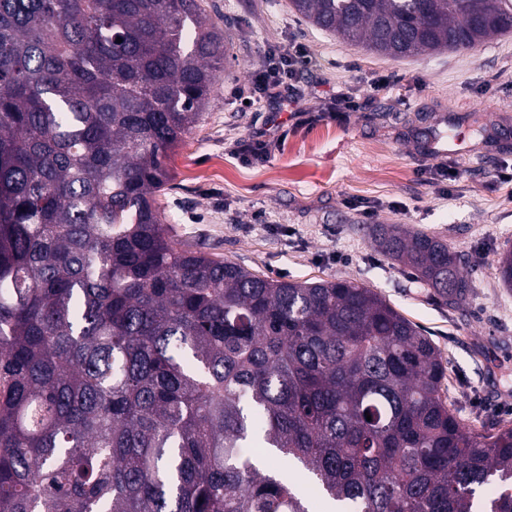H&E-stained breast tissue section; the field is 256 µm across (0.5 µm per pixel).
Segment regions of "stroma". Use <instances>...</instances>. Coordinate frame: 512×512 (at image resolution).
I'll use <instances>...</instances> for the list:
<instances>
[{
    "instance_id": "35a3bbf8",
    "label": "stroma",
    "mask_w": 512,
    "mask_h": 512,
    "mask_svg": "<svg viewBox=\"0 0 512 512\" xmlns=\"http://www.w3.org/2000/svg\"><path fill=\"white\" fill-rule=\"evenodd\" d=\"M228 60L201 122L170 158L162 198L176 239L287 281L348 280L374 289L424 329L447 368L444 392L478 431L512 426V292L497 275L512 249V32L472 51L394 60L349 45L298 17L289 0H208ZM295 43L309 121L240 96L260 54ZM384 80L373 91L376 80ZM359 110L336 120L337 90ZM284 130L262 164L227 146L254 128ZM453 170L432 180L436 167ZM378 211L366 220L360 205ZM400 224L448 243L472 292L448 308L373 245L372 224Z\"/></svg>"
}]
</instances>
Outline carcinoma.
I'll return each mask as SVG.
<instances>
[{"label":"carcinoma","instance_id":"1","mask_svg":"<svg viewBox=\"0 0 512 512\" xmlns=\"http://www.w3.org/2000/svg\"><path fill=\"white\" fill-rule=\"evenodd\" d=\"M290 4L392 58L512 32V0ZM224 60L201 0H0V512H311L252 444L336 512H512V427L466 426L438 349L378 293L170 236L168 159ZM373 239L466 302L447 243ZM497 272L511 292V250Z\"/></svg>","mask_w":512,"mask_h":512}]
</instances>
